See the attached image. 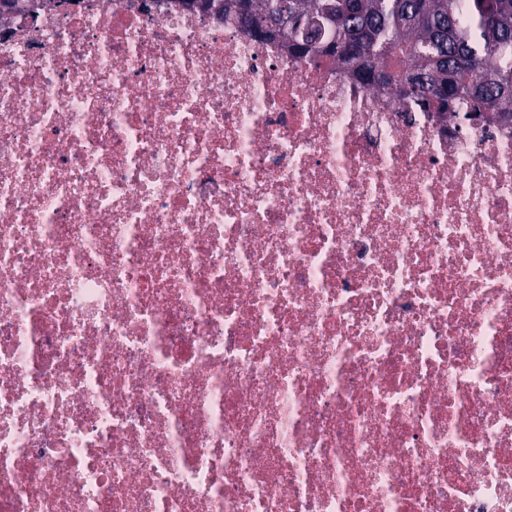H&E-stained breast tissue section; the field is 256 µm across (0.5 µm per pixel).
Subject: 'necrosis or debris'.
I'll return each mask as SVG.
<instances>
[{
  "instance_id": "obj_1",
  "label": "necrosis or debris",
  "mask_w": 512,
  "mask_h": 512,
  "mask_svg": "<svg viewBox=\"0 0 512 512\" xmlns=\"http://www.w3.org/2000/svg\"><path fill=\"white\" fill-rule=\"evenodd\" d=\"M0 512H512V123L177 0L1 18Z\"/></svg>"
}]
</instances>
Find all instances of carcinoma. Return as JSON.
<instances>
[{
    "label": "carcinoma",
    "mask_w": 512,
    "mask_h": 512,
    "mask_svg": "<svg viewBox=\"0 0 512 512\" xmlns=\"http://www.w3.org/2000/svg\"><path fill=\"white\" fill-rule=\"evenodd\" d=\"M193 3L255 38L278 33L296 60L341 65L421 112L512 113V0H183ZM320 11L336 24L307 42L297 20Z\"/></svg>",
    "instance_id": "obj_1"
}]
</instances>
